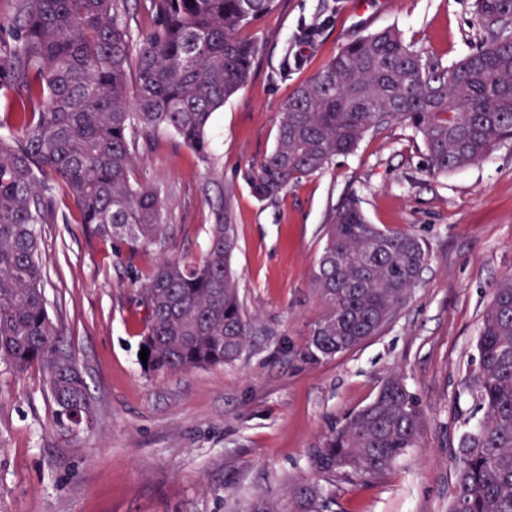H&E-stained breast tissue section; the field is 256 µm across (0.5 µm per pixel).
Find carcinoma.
Masks as SVG:
<instances>
[{
	"label": "carcinoma",
	"mask_w": 512,
	"mask_h": 512,
	"mask_svg": "<svg viewBox=\"0 0 512 512\" xmlns=\"http://www.w3.org/2000/svg\"><path fill=\"white\" fill-rule=\"evenodd\" d=\"M127 0H14L11 35L0 37V365L37 364L61 424L88 423L92 407L42 288L37 225L54 217L52 182L70 191L80 223L143 247L162 246L158 190L139 178V138L165 130L204 162L214 112L249 79L257 56L242 31L278 0H147V27L133 35ZM477 48L444 66L398 30L348 41L281 109L276 144L247 175L254 197L277 199L325 171L370 133L404 125L422 140L434 176L483 160L512 139V0H475ZM232 199L210 225L199 259L164 256L138 289L146 309L140 347L147 372L173 373L238 360L259 326L240 298ZM427 263L416 237L369 223L355 198L328 216L312 271L325 306L304 347L313 363L376 335L397 314ZM464 381L481 413L460 437L450 512H512V275L493 289ZM424 415L402 377L315 450V472L376 475L422 434ZM316 480L290 492L289 512H328Z\"/></svg>",
	"instance_id": "1"
}]
</instances>
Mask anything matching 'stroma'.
<instances>
[{
    "label": "stroma",
    "instance_id": "stroma-1",
    "mask_svg": "<svg viewBox=\"0 0 512 512\" xmlns=\"http://www.w3.org/2000/svg\"><path fill=\"white\" fill-rule=\"evenodd\" d=\"M388 26L445 66L479 38L473 0H280L244 29L258 55L247 84L213 116L209 162L162 130L141 147L137 170L173 226L165 248L93 234L71 195L55 188V220L39 227L44 293L93 414L62 429L40 367L0 368V512H288L292 486L316 476L313 450L392 372L424 413L419 443L381 475L320 478L330 510L448 512L454 450L474 415L463 381L493 290L512 274V141L434 176L420 138L394 125L275 201H258L244 178L272 151L293 89L347 40ZM227 190L238 238L232 267L260 332L234 363L143 372L146 311L133 282L161 253L201 256ZM351 196L370 223L420 239L428 261L380 333L311 363L302 351L324 312L311 274L328 214Z\"/></svg>",
    "mask_w": 512,
    "mask_h": 512
}]
</instances>
